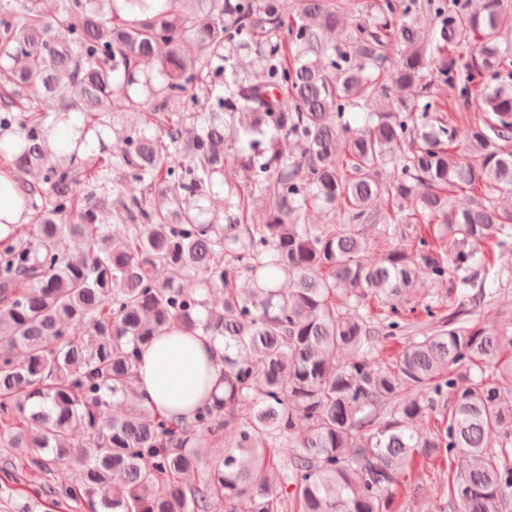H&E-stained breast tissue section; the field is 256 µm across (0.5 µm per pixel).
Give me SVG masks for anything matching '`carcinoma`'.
Masks as SVG:
<instances>
[{"mask_svg": "<svg viewBox=\"0 0 512 512\" xmlns=\"http://www.w3.org/2000/svg\"><path fill=\"white\" fill-rule=\"evenodd\" d=\"M38 2L0 0V154L39 176L27 235L0 239V446L21 449L0 457V496L32 509L48 492L86 512H403L407 471L460 458L448 512H506L512 336L465 306L484 295L478 269L512 253V0H365L351 21L342 0H65L52 16ZM250 54L260 66L245 73ZM214 61L230 75L215 102ZM174 100L206 110L204 125L168 113ZM51 108L83 116L61 154ZM106 128L112 196L80 198V149ZM125 174L149 197L123 196ZM106 206L119 238L98 223ZM314 208L324 223H306ZM210 209L224 223L201 221ZM68 211L77 223L58 222ZM424 280L457 292L448 314L425 304L410 322L397 297ZM172 327L224 339L223 392L176 420L134 390L144 347ZM434 413L439 427L413 429ZM20 466L53 483L14 487Z\"/></svg>", "mask_w": 512, "mask_h": 512, "instance_id": "1", "label": "carcinoma"}]
</instances>
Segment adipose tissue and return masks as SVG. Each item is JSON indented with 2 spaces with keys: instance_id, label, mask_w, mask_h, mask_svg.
I'll return each instance as SVG.
<instances>
[{
  "instance_id": "1",
  "label": "adipose tissue",
  "mask_w": 512,
  "mask_h": 512,
  "mask_svg": "<svg viewBox=\"0 0 512 512\" xmlns=\"http://www.w3.org/2000/svg\"><path fill=\"white\" fill-rule=\"evenodd\" d=\"M224 341L173 329L141 355L136 391L166 417L189 416L218 384Z\"/></svg>"
}]
</instances>
